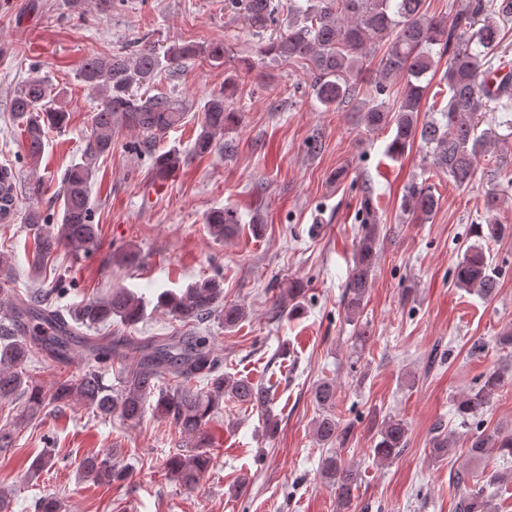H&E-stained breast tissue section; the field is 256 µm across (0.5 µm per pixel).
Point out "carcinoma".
I'll use <instances>...</instances> for the list:
<instances>
[{"label": "carcinoma", "instance_id": "cac0c4a2", "mask_svg": "<svg viewBox=\"0 0 512 512\" xmlns=\"http://www.w3.org/2000/svg\"><path fill=\"white\" fill-rule=\"evenodd\" d=\"M243 17L255 32L264 31L275 12L273 0H238ZM301 6L288 3L287 29L268 39L260 53L276 60L301 62L311 74V89L325 110L363 100L362 122L369 130L391 127L393 136L387 154L402 155L415 141L426 148V158L433 170L448 177L458 187L474 179L479 158L496 148L500 138L490 132L477 133L481 112L488 103L502 96H492L482 89L479 77L483 58L503 40L501 27L490 17L494 0H460L459 8L446 18L429 13L426 0H305ZM224 43L182 45L168 52L169 65L175 67L187 59L204 56L213 62L224 61ZM446 60L441 78L445 88L428 94V74L440 60ZM160 60L154 47L143 45L132 56H98L84 61L80 77L95 91L99 100L90 136L83 148L84 161L74 164L64 174L60 188L62 216L50 221L39 205L30 206L24 223L33 232L31 269L38 274L43 263L55 257L61 248L87 250L97 243L99 226L91 220L90 189L96 160L112 151V140L120 128H132L152 147L157 139L180 126L185 108L166 93L141 94L143 83L155 77ZM405 80L399 104L389 107L377 102L387 93L390 80ZM232 82L210 95L202 110L193 152H210L224 136V131L240 121V114L230 108ZM54 88L33 71L18 87L11 100V112L23 127L27 154L38 165L48 132L65 127L68 113L48 106ZM435 116L420 120L419 113ZM186 162L181 151L173 148L154 156L156 177L164 179ZM15 175L9 166H0V220L13 211L15 186L5 185L7 176ZM438 206L430 188L412 183L404 188L401 210L413 216H428ZM238 223L231 209H214L206 216L209 233L216 239L233 234ZM383 227L377 222L361 224L353 254V265L343 294V307L349 322L356 325L354 343L362 348L369 337L358 325L369 293L378 258ZM512 234V224L492 218L486 225L475 224L469 245L454 271L458 288L473 291L483 298L495 295L498 287L496 269L487 259L480 241ZM53 288H35L24 296L12 297L0 319V403L24 400L26 417H35L47 405L63 407L79 402L102 416H118L124 422L140 421L146 407L172 423L179 433L191 439L190 450L176 453L166 461L172 480L187 491L194 490L210 467L207 425L224 409L228 398L259 412L265 418L266 431L278 427L271 414L272 394L268 387L244 378L224 374L223 360L215 352L211 337L198 328L216 319L229 329L245 316V308L224 300V288L216 278L204 279L174 294L164 291L155 307L162 308L184 325L193 328L186 336H149L136 341L114 336H90V361L81 375L58 382L46 394L26 371L30 358L45 354L66 360L74 334L82 328L99 330L117 319L135 325L146 317L150 302L134 296L125 288H114L105 297H91L63 315L53 308ZM300 289L288 287V296H280V313L299 311L294 301ZM134 346L135 355L121 372L118 384L105 382V368L127 358L125 348ZM206 385L198 387V380ZM512 383V364L492 367L482 374L478 385L455 403V415L467 424L480 418L490 408L494 395L506 383ZM314 402L321 409L315 421V435L322 445L342 441L345 428L335 412L336 382L324 379L316 384ZM378 440L372 448L374 457L388 462L398 457L408 445L407 424L396 417H385L377 424ZM464 440L471 462H484L492 454L506 460L512 457V430L492 431L470 427L461 436L436 427L430 440L432 460L456 452ZM45 448L28 468V477L39 478L59 464L54 452V437H43ZM325 479L336 488L338 505H350L360 471L338 452L321 462ZM80 473L99 486L122 485L128 478L125 467L112 455H91L80 463ZM506 470H491L482 479L463 467L449 472V485L458 496L457 512H498L493 488L507 482Z\"/></svg>", "mask_w": 512, "mask_h": 512}]
</instances>
